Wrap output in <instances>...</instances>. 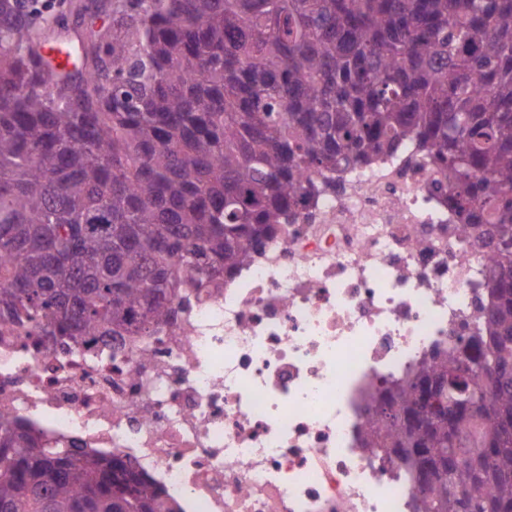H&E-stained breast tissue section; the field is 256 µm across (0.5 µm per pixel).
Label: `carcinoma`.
Returning <instances> with one entry per match:
<instances>
[{"mask_svg": "<svg viewBox=\"0 0 512 512\" xmlns=\"http://www.w3.org/2000/svg\"><path fill=\"white\" fill-rule=\"evenodd\" d=\"M42 54L54 17L0 0V316L77 345L149 336L192 283L231 278L336 173L405 142L488 225L487 335L383 390L368 448H399L425 512H512V0H121ZM89 98L65 101V85ZM121 459L0 421V512H161Z\"/></svg>", "mask_w": 512, "mask_h": 512, "instance_id": "1", "label": "carcinoma"}]
</instances>
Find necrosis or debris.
Instances as JSON below:
<instances>
[{
	"mask_svg": "<svg viewBox=\"0 0 512 512\" xmlns=\"http://www.w3.org/2000/svg\"><path fill=\"white\" fill-rule=\"evenodd\" d=\"M409 145L344 173L160 332L76 346L0 322V416L118 457L179 512H423L361 433L379 390L485 335L491 248Z\"/></svg>",
	"mask_w": 512,
	"mask_h": 512,
	"instance_id": "necrosis-or-debris-1",
	"label": "necrosis or debris"
}]
</instances>
